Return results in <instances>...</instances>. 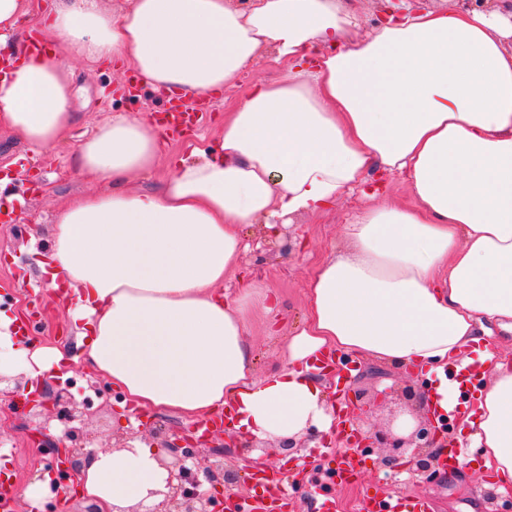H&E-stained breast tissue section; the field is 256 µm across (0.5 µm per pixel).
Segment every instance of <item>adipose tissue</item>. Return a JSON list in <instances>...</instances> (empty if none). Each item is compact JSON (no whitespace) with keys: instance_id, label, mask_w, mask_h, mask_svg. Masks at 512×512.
Instances as JSON below:
<instances>
[{"instance_id":"ef3b65f1","label":"adipose tissue","mask_w":512,"mask_h":512,"mask_svg":"<svg viewBox=\"0 0 512 512\" xmlns=\"http://www.w3.org/2000/svg\"><path fill=\"white\" fill-rule=\"evenodd\" d=\"M129 2L115 12L99 0H0V129L43 151L68 136L66 57L123 66L189 99L233 84L267 50L286 71L253 84L209 148L167 156L156 125L120 113L74 151L95 189L56 210L44 273L74 298L86 361L131 412L194 419L227 407L234 432L269 440L333 432L322 354L415 367L433 377L426 407L458 412L459 442L512 485V359L478 347L512 334V21L442 0L354 41L348 0ZM26 18L50 51L12 41ZM164 158L158 189H127ZM376 170L405 176L414 206H362L347 251L309 280L283 367L256 377L248 308L274 296L249 282L222 289L240 268L244 228L327 212ZM13 324L0 312V372L34 380L64 361V350L15 338ZM452 363L481 366L473 394L449 379ZM159 456L140 440L99 452L79 491L103 512L159 502Z\"/></svg>"}]
</instances>
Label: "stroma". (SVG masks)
I'll return each instance as SVG.
<instances>
[{
  "label": "stroma",
  "mask_w": 512,
  "mask_h": 512,
  "mask_svg": "<svg viewBox=\"0 0 512 512\" xmlns=\"http://www.w3.org/2000/svg\"><path fill=\"white\" fill-rule=\"evenodd\" d=\"M66 71L76 90L75 110L78 119L65 141L53 151L44 152L29 145L20 134L0 129V175L9 183L0 193V310L25 315L35 325L34 339L43 346L67 349L73 358L67 374L71 393L77 400L88 401L92 418L89 429L94 436L93 449L107 450L113 436L129 432L134 422L152 419L161 425L167 437L183 435L193 425L171 413L137 414L128 419L121 406L122 397L110 383L101 382L78 354L68 308L41 286L38 263L49 254L54 231V213L71 193L89 191L90 183L75 177L71 156L81 141L113 114L124 112L144 118L156 115L164 97L149 88L135 94L125 90L123 69L88 68L67 61ZM285 72L284 64L274 62L272 54H264L246 69L234 87L225 89L211 102L207 125L193 139L206 147L215 137L225 113L234 111L250 86L257 81L272 82ZM359 196L341 199L329 213L311 216L295 215L283 227L293 243L288 253L260 250L244 256L242 266L253 283L279 296V304L271 315L261 308L251 311L248 339L253 346L257 374L277 370L282 365V348L307 312L306 284L316 267L333 249L342 247L345 226L361 207ZM276 320L279 332L268 335L266 319ZM381 377L365 379L362 388L375 394L376 400L359 411L365 427L374 430H398L402 419L410 415L404 399L388 396L390 387L426 386L425 375L411 377L405 368L381 364ZM40 423L23 398L0 399V479L8 482L13 496L18 497L22 512H28L29 501L20 497L22 489L40 479L51 469L53 461L41 454L34 443V432ZM386 449L362 448L358 457L363 467L358 480L351 485L327 482L318 487L310 477L315 469L326 468L328 456L318 448L297 451L298 470H288L275 449L259 453L258 459L271 474L288 479L292 493L291 512H312L317 499L331 496L337 512H357L358 497L363 492L379 496H421L427 498L433 512H512V488L499 491L495 481L475 463L474 449L466 456L458 473L436 469L431 475H417L404 468L387 464Z\"/></svg>",
  "instance_id": "35a3bbf8"
}]
</instances>
